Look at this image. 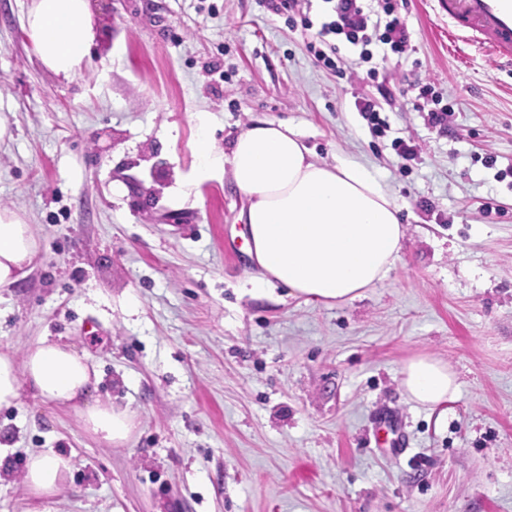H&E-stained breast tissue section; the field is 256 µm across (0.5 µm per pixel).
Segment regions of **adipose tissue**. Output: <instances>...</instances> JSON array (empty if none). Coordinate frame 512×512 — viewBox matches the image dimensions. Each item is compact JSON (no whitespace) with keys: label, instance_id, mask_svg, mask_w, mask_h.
<instances>
[{"label":"adipose tissue","instance_id":"ef3b65f1","mask_svg":"<svg viewBox=\"0 0 512 512\" xmlns=\"http://www.w3.org/2000/svg\"><path fill=\"white\" fill-rule=\"evenodd\" d=\"M25 30L43 67L67 80L77 74L96 38L89 0H32ZM196 121V176L205 180L230 168L248 199L241 219L248 227L247 251L260 269V284L276 282L296 297L340 303L360 297L387 276L404 237L401 207L364 166L314 161L300 132L275 120L252 124L229 153H217L205 116L197 115ZM37 251L29 225L1 208L0 286L15 282ZM97 385L86 358L69 346L41 339L20 364L0 352V410L15 407L25 389L63 406L80 399L86 431L108 444H124L132 420L127 411L93 399ZM401 385L411 401L428 407L459 391L456 374L429 356L403 365ZM73 466L72 457L35 452L28 457L25 480L36 495L49 496L64 485Z\"/></svg>","mask_w":512,"mask_h":512}]
</instances>
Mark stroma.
<instances>
[{"label": "stroma", "instance_id": "obj_1", "mask_svg": "<svg viewBox=\"0 0 512 512\" xmlns=\"http://www.w3.org/2000/svg\"><path fill=\"white\" fill-rule=\"evenodd\" d=\"M31 2L0 0V208L39 241L0 287V350L71 346L135 428L109 445L22 392L0 411V512H512V68L449 41L440 0H407L411 49L375 81L347 42L343 71L318 62L265 0H91L96 40L65 80L35 56ZM199 113L215 152L281 120L315 161L386 184L404 224L387 277L337 304L257 286L247 198L227 172L189 180ZM420 355L455 398H407ZM386 416L400 450L375 443ZM48 449L75 469L37 498L26 461ZM400 374L407 397L422 406L441 404L455 397L459 391L456 374L448 365L429 356L408 360Z\"/></svg>", "mask_w": 512, "mask_h": 512}]
</instances>
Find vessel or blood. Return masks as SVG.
Masks as SVG:
<instances>
[{"label": "vessel or blood", "mask_w": 512, "mask_h": 512, "mask_svg": "<svg viewBox=\"0 0 512 512\" xmlns=\"http://www.w3.org/2000/svg\"><path fill=\"white\" fill-rule=\"evenodd\" d=\"M448 35L512 65V0H442Z\"/></svg>", "instance_id": "vessel-or-blood-1"}]
</instances>
